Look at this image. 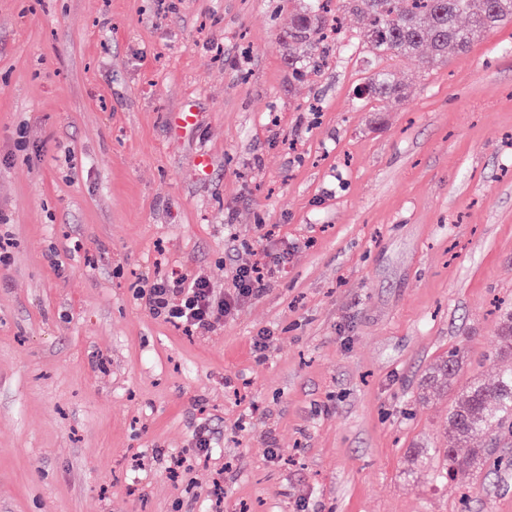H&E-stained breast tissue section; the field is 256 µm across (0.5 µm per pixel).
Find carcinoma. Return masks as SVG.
Listing matches in <instances>:
<instances>
[{"mask_svg": "<svg viewBox=\"0 0 512 512\" xmlns=\"http://www.w3.org/2000/svg\"><path fill=\"white\" fill-rule=\"evenodd\" d=\"M346 10L363 15L367 21L361 41L371 46L377 56H410L427 47V62L448 57L452 48L462 54L481 33L512 21V0H342ZM319 0L307 4L295 14L284 40L301 47L292 58L295 75L301 77L313 52L323 40L327 19ZM468 16L465 26L461 15ZM370 95L401 98L404 87L391 74L381 70L366 84ZM499 353L512 358V313L503 316L498 327ZM464 365L457 352L448 355L425 373L421 398L426 400L448 390ZM450 445L446 448H413L408 467L423 471L439 461L435 479L452 484L459 472L466 473L477 485L484 471L501 461L492 460L493 449L475 446L477 438L493 435L512 437V368L502 371L491 384L479 378L461 388L449 410Z\"/></svg>", "mask_w": 512, "mask_h": 512, "instance_id": "cac0c4a2", "label": "carcinoma"}]
</instances>
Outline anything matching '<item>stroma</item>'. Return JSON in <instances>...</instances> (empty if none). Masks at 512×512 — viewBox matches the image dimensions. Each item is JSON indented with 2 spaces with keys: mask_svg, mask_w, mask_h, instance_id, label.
<instances>
[{
  "mask_svg": "<svg viewBox=\"0 0 512 512\" xmlns=\"http://www.w3.org/2000/svg\"><path fill=\"white\" fill-rule=\"evenodd\" d=\"M299 6L0 0V512H512V471L465 507L407 474L448 445L428 367L460 351L461 388L506 364L512 23L385 59L406 94L366 98L354 14L293 76ZM267 253L207 333L135 297L174 270L230 289Z\"/></svg>",
  "mask_w": 512,
  "mask_h": 512,
  "instance_id": "1",
  "label": "stroma"
}]
</instances>
